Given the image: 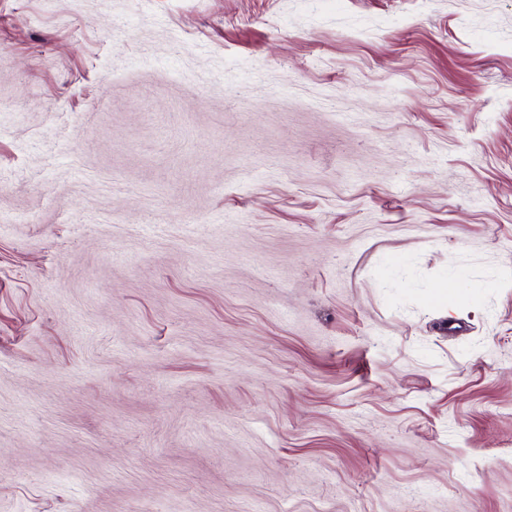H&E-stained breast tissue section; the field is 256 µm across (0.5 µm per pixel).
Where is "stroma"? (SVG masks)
Segmentation results:
<instances>
[{
  "label": "stroma",
  "instance_id": "35a3bbf8",
  "mask_svg": "<svg viewBox=\"0 0 512 512\" xmlns=\"http://www.w3.org/2000/svg\"><path fill=\"white\" fill-rule=\"evenodd\" d=\"M0 512H512V0H0Z\"/></svg>",
  "mask_w": 512,
  "mask_h": 512
}]
</instances>
